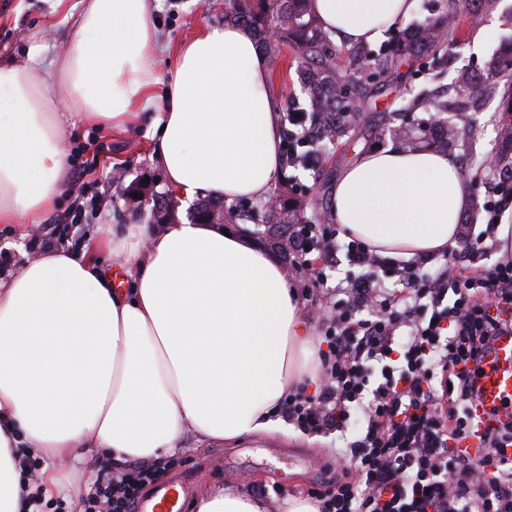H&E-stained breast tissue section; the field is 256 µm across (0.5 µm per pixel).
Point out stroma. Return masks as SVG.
I'll list each match as a JSON object with an SVG mask.
<instances>
[{
	"label": "stroma",
	"mask_w": 512,
	"mask_h": 512,
	"mask_svg": "<svg viewBox=\"0 0 512 512\" xmlns=\"http://www.w3.org/2000/svg\"><path fill=\"white\" fill-rule=\"evenodd\" d=\"M157 39L165 51L156 55L158 71L171 64L170 50L197 32L203 24H223L224 0H157ZM451 0H415L409 17L386 30L372 44V52L388 50L399 32L444 16ZM54 0H0V56L19 65L27 62L33 34L45 33L47 58L66 49L70 25ZM448 64L437 67L434 56L399 62L390 72L375 75L365 85L361 135H346L329 146L318 166L288 168L298 188L305 219L329 223V196L340 171L357 153L399 145V126L411 127L419 137L437 138L439 128L422 100L439 95L448 102L454 134L447 150L462 171L480 185L486 198L497 180L483 165L485 156L507 149L512 120V87L490 77L487 66L499 53L512 48V0H485L481 21L464 16L448 28ZM299 52L285 43L272 59L270 92L277 104L294 100L304 106L306 94L297 72ZM152 131L142 123L112 136L96 123L83 121L75 133L64 136L69 181L56 209L46 215L38 237L25 235L18 224H0V276L9 274L22 253L31 252L34 240L72 249L110 236L116 224H148L150 209H129L119 187L137 186L146 195H165L169 189L157 162L151 157ZM344 439V438H343ZM336 436H307L297 429L287 434H256L237 444L198 447L186 437L183 450L168 458L164 477L187 474L192 492L224 487L252 494L261 487H279L269 495V512H283L288 498L300 497L309 487L325 486L336 473V450L343 447Z\"/></svg>",
	"instance_id": "stroma-1"
}]
</instances>
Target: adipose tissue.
Returning <instances> with one entry per match:
<instances>
[{
	"label": "adipose tissue",
	"instance_id": "adipose-tissue-1",
	"mask_svg": "<svg viewBox=\"0 0 512 512\" xmlns=\"http://www.w3.org/2000/svg\"><path fill=\"white\" fill-rule=\"evenodd\" d=\"M415 0H307L347 45L379 39ZM64 55L0 59V224L38 227L66 184L61 138L90 119L153 129L152 155L173 192L269 199L282 126L271 64L254 30L206 24L156 71L154 0H81ZM472 183L448 153L390 146L360 154L330 195L343 236L411 260L457 245ZM112 268L89 251L48 247L0 278V512L55 494L60 475L101 452L161 460L186 433L224 443L274 433L281 401L316 377L314 337L281 265L221 225L116 224ZM49 461L21 486L17 448ZM196 512H267L238 492L202 494Z\"/></svg>",
	"mask_w": 512,
	"mask_h": 512
}]
</instances>
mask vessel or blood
Returning <instances> with one entry per match:
<instances>
[{"label":"vessel or blood","instance_id":"1","mask_svg":"<svg viewBox=\"0 0 512 512\" xmlns=\"http://www.w3.org/2000/svg\"><path fill=\"white\" fill-rule=\"evenodd\" d=\"M471 416V433L458 445L459 452L467 456L479 453V438L492 419H512V335L499 337L486 353ZM188 495L186 481L170 478L158 482L151 494L139 501L136 512H184Z\"/></svg>","mask_w":512,"mask_h":512}]
</instances>
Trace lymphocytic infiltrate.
Here are the masks:
<instances>
[{
  "instance_id": "1",
  "label": "lymphocytic infiltrate",
  "mask_w": 512,
  "mask_h": 512,
  "mask_svg": "<svg viewBox=\"0 0 512 512\" xmlns=\"http://www.w3.org/2000/svg\"><path fill=\"white\" fill-rule=\"evenodd\" d=\"M495 171L484 229L465 225L460 249L437 268L422 258L382 261L357 239L340 244L333 224L290 226L291 265L310 283L326 349L318 393L297 389L280 412L314 435L346 434L353 412L363 418L360 434L336 451L346 470L328 490L307 491L319 512H512V421L486 433L479 455L457 449L483 354L512 331V255L484 263L499 213L512 205V163L498 158ZM341 251L359 273L338 290L327 272ZM160 477L150 463L104 475L88 487V506L135 512Z\"/></svg>"
}]
</instances>
